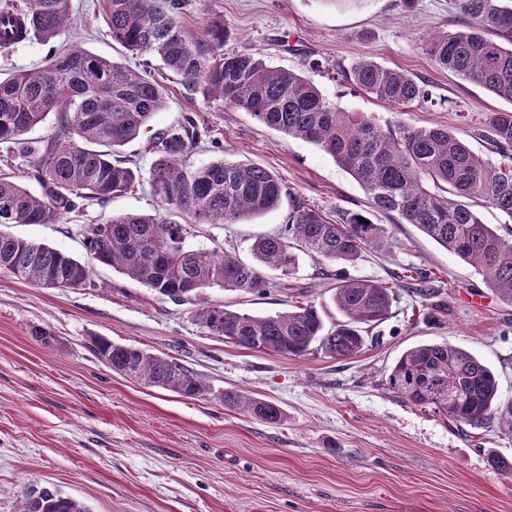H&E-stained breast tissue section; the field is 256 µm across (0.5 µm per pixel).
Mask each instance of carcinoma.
Listing matches in <instances>:
<instances>
[{
    "label": "carcinoma",
    "instance_id": "1",
    "mask_svg": "<svg viewBox=\"0 0 512 512\" xmlns=\"http://www.w3.org/2000/svg\"><path fill=\"white\" fill-rule=\"evenodd\" d=\"M190 0H105L112 39L141 64L132 68L95 53L51 50L39 70L0 79V153L29 159L35 194L0 172V226L49 224L64 213L109 200L139 183L132 160L118 148L136 139L166 102V87L147 74L157 60L191 94L251 113L265 126L312 143L330 155L361 185L370 207L401 224H413L474 267L486 287L512 303V239L485 224L472 203L481 202L512 221V112H493L486 137L499 160L475 154L443 126L401 122L380 126L345 112L300 72L272 67L257 52L224 53V25L205 42L192 38L180 19ZM462 29L431 39L435 64L512 102V4L503 0H459ZM70 20V0H0V49L11 35L52 43ZM340 73L373 97L408 107L427 97L409 74L359 60ZM55 115L57 132L42 143L25 138ZM199 140L194 120L156 133L149 142L156 157L152 186L165 211L193 224H235L276 209L285 194L265 167L215 160L189 169L182 159ZM184 225L160 214L112 215L86 226L84 247L102 265L181 302L206 288L264 293L271 269L292 273L297 246L322 263H351L369 247L387 244L382 225L348 210L332 220L318 208L298 203L277 235L251 245L253 261L216 250L183 245ZM0 271L42 288H82L87 266L45 244L0 231ZM394 292L373 280L341 279L334 302L344 320L329 331L313 304L293 305L267 316L202 302L195 319L214 336L247 349L301 358L319 343L326 355L349 358L364 343L363 330L386 320ZM91 347L112 370L145 384L198 397L203 382L176 361L144 349L94 337ZM387 386L416 406L431 407L459 426L480 428L497 420L512 431V402L498 401L493 371L469 351L448 342L424 343L405 351L392 367ZM224 404L277 423L284 417L269 400L226 390ZM20 512H88L55 487L24 495Z\"/></svg>",
    "mask_w": 512,
    "mask_h": 512
}]
</instances>
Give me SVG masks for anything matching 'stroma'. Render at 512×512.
<instances>
[{
	"label": "stroma",
	"instance_id": "obj_1",
	"mask_svg": "<svg viewBox=\"0 0 512 512\" xmlns=\"http://www.w3.org/2000/svg\"><path fill=\"white\" fill-rule=\"evenodd\" d=\"M72 18L53 45L28 41L0 50V74L44 66L50 48L83 49L119 63L136 58L114 41L103 0H71ZM223 23L224 50L260 52L274 67L303 71L343 111L378 123L448 127L485 158L490 113L512 110L477 84L440 69L430 37L460 29L458 0H192L182 18L203 40ZM362 58L402 70L428 96L394 108L338 76L335 65ZM322 61L321 69L308 67ZM165 108L125 145L141 180L104 204L52 224H10L6 233L59 249L86 263L91 282L40 288L0 272V512H20L26 489L52 485L88 512H512V477L488 464L512 463V432L492 422L460 427L429 407L408 404L386 378L403 352L448 342L496 375L498 397L512 402V304L481 276L411 224L381 213L388 247L366 248L354 263H319L299 253L292 275L272 270L267 294L208 288L202 300L253 315L311 303L325 326L342 314L333 298L341 278L387 282L415 268L396 288L391 314L369 329L365 345L342 360L312 351L292 358L211 335L194 304L176 303L99 264L83 245L86 225L111 215L161 208L147 150L156 131L193 118L201 139L183 159L197 168L217 159L258 164L285 186L280 206L238 224H191L185 244L251 260L261 235L279 233L294 202L323 210L370 211L360 184L318 146L261 124L250 113L187 95L168 76ZM50 330L45 346L33 327ZM104 336L195 373L207 396L187 398L113 372L91 348ZM233 389L275 402L284 418L266 423L225 406Z\"/></svg>",
	"mask_w": 512,
	"mask_h": 512
}]
</instances>
